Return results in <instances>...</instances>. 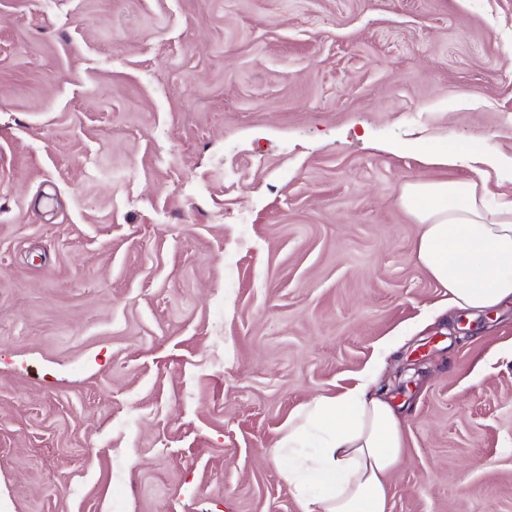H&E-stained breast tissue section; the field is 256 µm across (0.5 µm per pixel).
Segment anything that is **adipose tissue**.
<instances>
[{
    "label": "adipose tissue",
    "instance_id": "ef3b65f1",
    "mask_svg": "<svg viewBox=\"0 0 512 512\" xmlns=\"http://www.w3.org/2000/svg\"><path fill=\"white\" fill-rule=\"evenodd\" d=\"M401 205L420 225L414 256L451 308L512 303V201L489 207L476 180L408 181ZM368 367L288 423L276 449L300 512H390V480L405 448L402 418Z\"/></svg>",
    "mask_w": 512,
    "mask_h": 512
}]
</instances>
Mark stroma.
Wrapping results in <instances>:
<instances>
[{
  "label": "stroma",
  "instance_id": "35a3bbf8",
  "mask_svg": "<svg viewBox=\"0 0 512 512\" xmlns=\"http://www.w3.org/2000/svg\"><path fill=\"white\" fill-rule=\"evenodd\" d=\"M504 158L512 0H0V512H299L381 363L390 512H512V304L440 311L405 182ZM423 162L428 165L447 167H455L470 162H477L489 167H494L501 163L499 159L492 156L482 155L473 157L469 155L467 148L456 144L455 140L452 138L448 139V147L430 152L424 156Z\"/></svg>",
  "mask_w": 512,
  "mask_h": 512
}]
</instances>
